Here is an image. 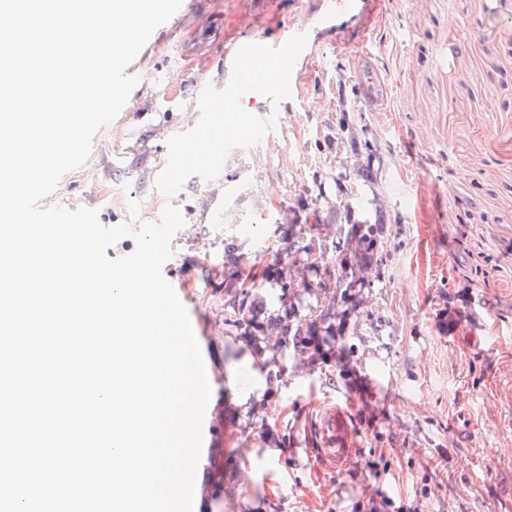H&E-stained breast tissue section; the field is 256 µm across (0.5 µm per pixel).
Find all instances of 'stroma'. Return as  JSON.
<instances>
[{"instance_id": "35a3bbf8", "label": "stroma", "mask_w": 512, "mask_h": 512, "mask_svg": "<svg viewBox=\"0 0 512 512\" xmlns=\"http://www.w3.org/2000/svg\"><path fill=\"white\" fill-rule=\"evenodd\" d=\"M316 2L185 0L127 67L128 108L42 204L107 227L170 204L185 220L162 274L211 387L193 512H512V0H371L318 34L272 136L225 135L251 105L199 111L198 84L224 98L230 44L317 26ZM361 49L384 107L363 97ZM204 136L206 174L170 163V139ZM379 221L364 250L356 227ZM248 349L268 387L243 408L224 360ZM255 448L276 450L274 481L241 470Z\"/></svg>"}]
</instances>
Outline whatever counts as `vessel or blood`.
<instances>
[{"mask_svg": "<svg viewBox=\"0 0 512 512\" xmlns=\"http://www.w3.org/2000/svg\"><path fill=\"white\" fill-rule=\"evenodd\" d=\"M315 31L308 26L289 29L284 39L249 38L235 41L226 51L224 69L235 78L234 95L260 97L268 101L285 98L295 88L294 77L284 73L271 81L260 82L256 74L260 67L285 60L298 63L313 43Z\"/></svg>", "mask_w": 512, "mask_h": 512, "instance_id": "obj_1", "label": "vessel or blood"}]
</instances>
